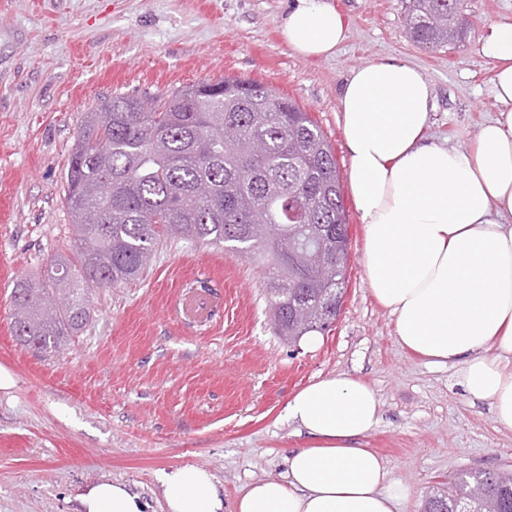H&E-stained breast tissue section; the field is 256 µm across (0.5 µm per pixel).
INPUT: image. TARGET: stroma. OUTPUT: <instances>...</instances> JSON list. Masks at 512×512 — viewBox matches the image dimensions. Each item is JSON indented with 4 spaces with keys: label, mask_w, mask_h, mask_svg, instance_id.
<instances>
[{
    "label": "stroma",
    "mask_w": 512,
    "mask_h": 512,
    "mask_svg": "<svg viewBox=\"0 0 512 512\" xmlns=\"http://www.w3.org/2000/svg\"><path fill=\"white\" fill-rule=\"evenodd\" d=\"M348 40L335 56L305 59L279 23L291 0H0V512H77V496L118 480L164 512L160 470L208 469L232 507L253 482L285 474L308 447L285 418L288 400L318 378L367 383L381 408L363 440L407 486L404 512L456 477L512 470V430L488 401L463 391L460 367L441 368L405 349L374 298L364 266L366 230L351 191L341 311L317 349L279 336L265 273L223 247L165 242L144 279L91 292L88 324L61 354L12 334V288L46 275L72 244L64 173L86 116L118 94L150 97L225 77L258 81L310 112L327 135L341 182L349 155L339 120L352 68L412 62L435 96L430 141L468 147L499 105L494 62L482 51L512 0H462L463 44L425 49L404 24L410 0H332ZM221 285L210 323L184 324L180 292Z\"/></svg>",
    "instance_id": "1"
}]
</instances>
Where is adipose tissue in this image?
Segmentation results:
<instances>
[{
    "instance_id": "ef3b65f1",
    "label": "adipose tissue",
    "mask_w": 512,
    "mask_h": 512,
    "mask_svg": "<svg viewBox=\"0 0 512 512\" xmlns=\"http://www.w3.org/2000/svg\"><path fill=\"white\" fill-rule=\"evenodd\" d=\"M280 29L303 57L327 58L345 42L331 0H293ZM496 62L500 108L471 147L428 142L434 91L414 64L382 60L352 69L340 96L354 204L366 226L365 268L398 342L435 366L463 367L469 396L489 401L512 430V21L483 42ZM380 403L346 375L317 379L287 403L311 438L285 475L252 483L236 512H402L410 491L362 440ZM166 512H224L220 483L185 465L158 476ZM82 512H146L140 495L101 481L78 496Z\"/></svg>"
}]
</instances>
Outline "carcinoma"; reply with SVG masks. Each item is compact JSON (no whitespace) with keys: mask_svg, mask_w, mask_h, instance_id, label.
Segmentation results:
<instances>
[{"mask_svg":"<svg viewBox=\"0 0 512 512\" xmlns=\"http://www.w3.org/2000/svg\"><path fill=\"white\" fill-rule=\"evenodd\" d=\"M460 0H412L411 39L434 49L467 33ZM104 150L70 154L64 201L71 256L41 282L13 290V332L42 353L60 349L89 318V291L140 278L156 247L185 239L224 245L272 271L269 307L290 340L333 322L346 280L348 215L332 146L292 99L254 81L198 82L166 99L117 95L104 102ZM323 259L338 274L321 280ZM484 494L469 498L470 486ZM427 512H512V472H478L448 484Z\"/></svg>","mask_w":512,"mask_h":512,"instance_id":"obj_1","label":"carcinoma"}]
</instances>
